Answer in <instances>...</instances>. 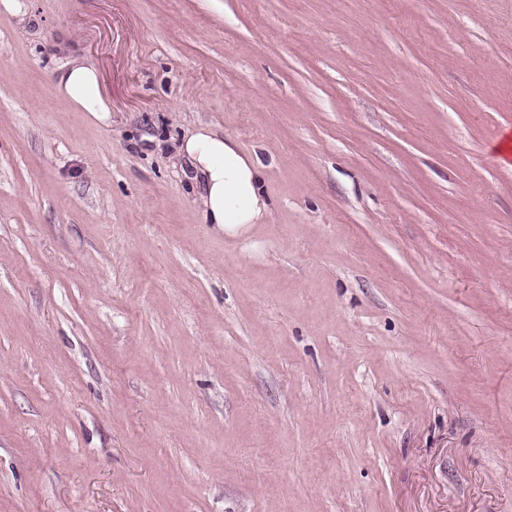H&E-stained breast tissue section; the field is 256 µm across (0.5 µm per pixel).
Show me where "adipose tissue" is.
<instances>
[{
  "instance_id": "obj_1",
  "label": "adipose tissue",
  "mask_w": 512,
  "mask_h": 512,
  "mask_svg": "<svg viewBox=\"0 0 512 512\" xmlns=\"http://www.w3.org/2000/svg\"><path fill=\"white\" fill-rule=\"evenodd\" d=\"M60 92L98 121L109 116V107L98 90L95 71L75 65L62 75ZM182 150L194 174L203 183L200 205L216 232L229 237L248 233L269 212L259 186L258 160L242 153L236 140L202 127L183 144Z\"/></svg>"
}]
</instances>
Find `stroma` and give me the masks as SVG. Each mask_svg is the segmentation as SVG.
Returning a JSON list of instances; mask_svg holds the SVG:
<instances>
[{"instance_id": "1", "label": "stroma", "mask_w": 512, "mask_h": 512, "mask_svg": "<svg viewBox=\"0 0 512 512\" xmlns=\"http://www.w3.org/2000/svg\"><path fill=\"white\" fill-rule=\"evenodd\" d=\"M508 134L512 0L0 4V512H512ZM59 91L70 99L77 107L98 121L108 119L109 107L98 90V79L95 71L85 65L77 64L60 77ZM182 150L194 177L201 178L200 205L217 233L237 237L266 217L269 205L259 186V161L242 153L234 138L202 127Z\"/></svg>"}]
</instances>
